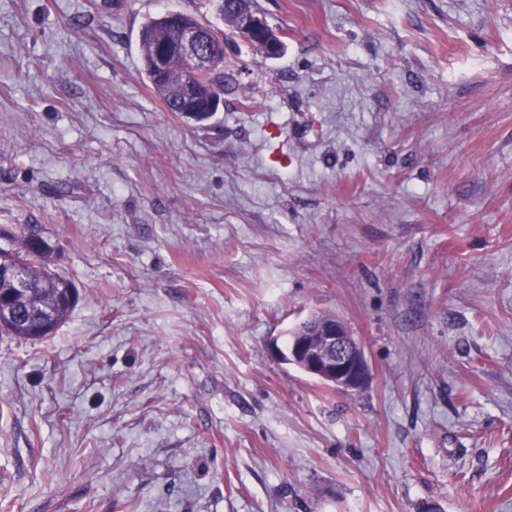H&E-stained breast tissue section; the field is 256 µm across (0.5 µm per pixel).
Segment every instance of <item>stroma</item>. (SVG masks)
<instances>
[{
    "label": "stroma",
    "instance_id": "obj_1",
    "mask_svg": "<svg viewBox=\"0 0 512 512\" xmlns=\"http://www.w3.org/2000/svg\"><path fill=\"white\" fill-rule=\"evenodd\" d=\"M213 118L143 74L215 0H0V225L79 289L0 339V512H512V0H252ZM361 343L343 393L272 343Z\"/></svg>",
    "mask_w": 512,
    "mask_h": 512
}]
</instances>
